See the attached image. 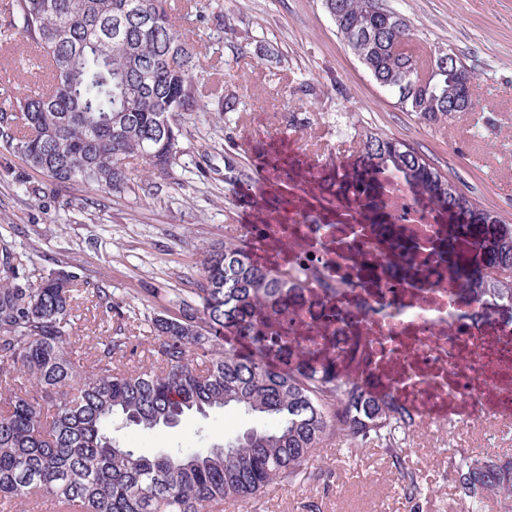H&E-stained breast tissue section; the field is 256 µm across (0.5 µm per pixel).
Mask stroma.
Returning <instances> with one entry per match:
<instances>
[{
  "label": "stroma",
  "mask_w": 512,
  "mask_h": 512,
  "mask_svg": "<svg viewBox=\"0 0 512 512\" xmlns=\"http://www.w3.org/2000/svg\"><path fill=\"white\" fill-rule=\"evenodd\" d=\"M206 11L222 5L234 29L233 50L217 55L207 44L214 24H195L204 42L195 59L204 98L229 95L245 109L227 124L215 108L182 117V153L168 174L143 160L131 162V191L104 196L80 182L59 183L0 150V241L41 275L62 270L112 291L139 310L142 320L177 313L199 278L212 247L235 241L266 263L286 264L293 250L267 224L293 223L313 212L318 223H342L354 211L370 226L392 221L385 188L374 185L369 203L354 208L352 193L333 196L338 166L354 164L365 131L397 139L422 154L481 208L512 224V0H382L411 26L409 51L427 59L454 52L473 75L472 107L434 124L420 121L379 87L342 43L322 0H199ZM235 76L224 79L226 59ZM21 80L0 95H27L39 73L33 48L0 45V72ZM292 125L290 134L280 129ZM247 179L224 181L225 163ZM288 171V186L278 182ZM443 347L445 336H403L396 358L365 367L368 383L399 386L422 345ZM421 426L403 441L404 464L421 488L408 500L399 475L378 442L352 447L336 438L309 463L314 480L283 485L258 502H229L224 512H462L453 464L460 454L512 457V357L486 362L474 394L460 397L426 375L409 395ZM253 418L233 410L195 414L172 428L133 431L113 422L126 446L150 451L206 448L225 433L250 428Z\"/></svg>",
  "instance_id": "stroma-1"
}]
</instances>
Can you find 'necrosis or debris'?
I'll use <instances>...</instances> for the list:
<instances>
[{"label": "necrosis or debris", "mask_w": 512, "mask_h": 512, "mask_svg": "<svg viewBox=\"0 0 512 512\" xmlns=\"http://www.w3.org/2000/svg\"><path fill=\"white\" fill-rule=\"evenodd\" d=\"M392 204L395 222L381 232L351 218L342 224H296L292 230L297 237L310 240L312 254L330 261V275L349 282L346 303L359 309L360 326L372 336L376 358L395 355V337L424 336L444 329L448 332L445 348L422 352L428 365H452L466 353L483 359L485 349L478 343L482 330L468 319L472 305L440 286L445 265L433 245L441 235V225L416 217L406 194H395ZM400 253L417 272V279L380 270V263ZM413 289L421 292V299L403 303V295Z\"/></svg>", "instance_id": "obj_1"}]
</instances>
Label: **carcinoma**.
I'll list each match as a JSON object with an SVG mask.
<instances>
[{
	"label": "carcinoma",
	"mask_w": 512,
	"mask_h": 512,
	"mask_svg": "<svg viewBox=\"0 0 512 512\" xmlns=\"http://www.w3.org/2000/svg\"><path fill=\"white\" fill-rule=\"evenodd\" d=\"M333 21L344 45L405 110L435 123L448 106L470 100L469 86L397 47L411 31L403 17L367 0H342ZM4 40L20 39L40 57L42 87L0 106V146L60 182L81 181L103 195L129 189L131 161L161 173L177 164V112H202L191 70L194 45L176 19L199 21L184 0H0ZM370 182L389 173L454 217L469 249L453 256L463 290L487 316L512 325V224H502L406 144L360 135ZM341 189L367 187L345 169ZM201 280L180 313L157 315L137 350L122 319L124 300L63 271L36 288L8 245L0 248V512L35 502L45 512H224L283 484L312 479L308 462L334 435L355 445L377 440L398 470L404 495L417 497V474L402 462L399 440L421 424L395 389H376L321 356L336 313L326 304L343 288L320 259L260 265L235 242L209 250ZM308 291L323 309L297 302ZM116 324L106 336L77 324L76 312ZM304 312L317 337L304 344L288 317ZM336 359L360 369L373 359L370 338L353 336ZM298 353L285 368L274 356ZM233 409L257 424L221 445L141 453L110 432L174 427L191 413ZM455 483L466 512L489 497L512 498V458L461 455Z\"/></svg>",
	"instance_id": "cac0c4a2"
}]
</instances>
